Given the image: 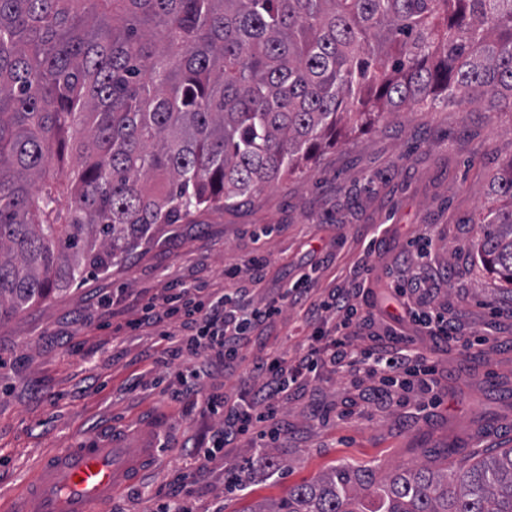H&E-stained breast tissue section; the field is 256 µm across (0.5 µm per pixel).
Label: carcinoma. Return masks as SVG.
Returning a JSON list of instances; mask_svg holds the SVG:
<instances>
[{
	"label": "carcinoma",
	"mask_w": 512,
	"mask_h": 512,
	"mask_svg": "<svg viewBox=\"0 0 512 512\" xmlns=\"http://www.w3.org/2000/svg\"><path fill=\"white\" fill-rule=\"evenodd\" d=\"M440 99L512 112V0H0V321ZM491 196L512 287V160ZM256 512H512V448L340 464Z\"/></svg>",
	"instance_id": "1"
}]
</instances>
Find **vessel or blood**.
I'll list each match as a JSON object with an SVG mask.
<instances>
[{
    "mask_svg": "<svg viewBox=\"0 0 512 512\" xmlns=\"http://www.w3.org/2000/svg\"><path fill=\"white\" fill-rule=\"evenodd\" d=\"M163 454L156 441L130 448L125 429L85 436L44 456L15 512H98L113 494L151 469Z\"/></svg>",
    "mask_w": 512,
    "mask_h": 512,
    "instance_id": "1",
    "label": "vessel or blood"
}]
</instances>
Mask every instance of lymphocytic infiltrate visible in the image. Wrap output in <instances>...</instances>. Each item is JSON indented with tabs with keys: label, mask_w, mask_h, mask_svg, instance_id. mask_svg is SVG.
<instances>
[{
	"label": "lymphocytic infiltrate",
	"mask_w": 512,
	"mask_h": 512,
	"mask_svg": "<svg viewBox=\"0 0 512 512\" xmlns=\"http://www.w3.org/2000/svg\"><path fill=\"white\" fill-rule=\"evenodd\" d=\"M371 272L370 266L359 265L353 271L356 288L336 287L328 296L311 302L306 316L320 321L319 345H308L294 358L279 346L264 347L248 369L242 366V350L252 333L281 315L288 304L306 297L311 290V275H300L294 284L279 288L276 297L259 305L248 302L242 288L231 298L187 283L149 299L142 309L141 323L152 321L156 307L161 306L167 316L198 327L189 340L170 332L164 335L168 343L166 363L173 366L178 383L171 393L172 400L184 403L186 414L198 411L219 420L209 443L194 449L189 471L165 491L166 501L160 512H186L182 495L189 480L206 463L225 455L235 437H252L259 450L278 441L276 421L280 411L320 370L345 374L360 383L358 399L364 406L392 399V386L406 380L428 396L431 405L441 404L437 371L415 337L395 331L385 337H372L370 344H359L362 328L375 317L376 304L368 299L374 288ZM433 280L428 269L421 268L395 284L394 291L405 316L420 334L434 342L457 338V321L432 316L425 310ZM187 357L194 358L193 367L179 368V360ZM216 365L241 370L243 392L237 401L227 402L220 393L201 395L200 381Z\"/></svg>",
	"instance_id": "lymphocytic-infiltrate-1"
}]
</instances>
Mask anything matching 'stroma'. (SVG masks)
Here are the masks:
<instances>
[{
    "instance_id": "obj_1",
    "label": "stroma",
    "mask_w": 512,
    "mask_h": 512,
    "mask_svg": "<svg viewBox=\"0 0 512 512\" xmlns=\"http://www.w3.org/2000/svg\"><path fill=\"white\" fill-rule=\"evenodd\" d=\"M511 159L512 112H490L477 101L407 110L340 137L310 169L239 210L158 225L149 243L109 271L86 273L82 283L0 323V512H11L41 455L101 430L152 421L167 444L164 456L139 483L117 492L105 512H155L157 487L184 470L216 420L183 417L181 404L166 394L174 378L159 362V332L179 331L177 322L118 338L112 330L177 284L230 289L225 266L257 250L271 261L265 281L249 288L259 304L310 261L317 265L315 298L361 261L389 287L410 273L408 252L421 242L427 262L449 274L436 307L459 319L468 337L490 333L496 343L434 348L443 387L437 408L412 393L408 406L352 415L349 380L321 372L279 415L277 465L250 471L243 489L228 490V463L254 454L249 440L237 439L193 480L190 512H252L341 463L386 474L512 448V329L492 316L493 308L512 306V291L495 285L476 256L490 177ZM302 313V305L290 306L259 329L245 359L256 358L265 343L292 356L301 352L305 338L294 328ZM325 407L338 417L322 420Z\"/></svg>"
}]
</instances>
